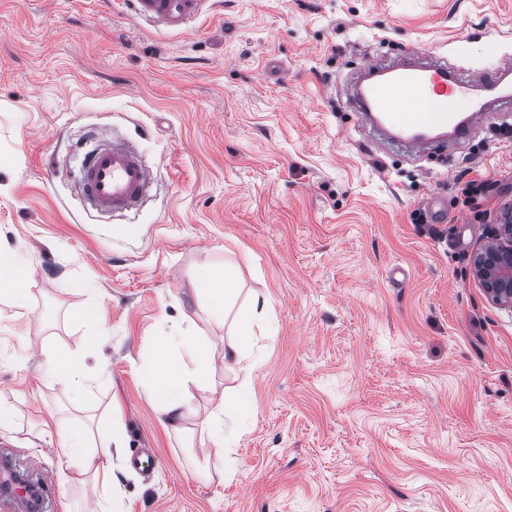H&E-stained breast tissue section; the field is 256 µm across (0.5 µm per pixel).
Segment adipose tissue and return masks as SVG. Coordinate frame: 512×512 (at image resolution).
Wrapping results in <instances>:
<instances>
[{
  "mask_svg": "<svg viewBox=\"0 0 512 512\" xmlns=\"http://www.w3.org/2000/svg\"><path fill=\"white\" fill-rule=\"evenodd\" d=\"M238 281L237 268L228 266L208 274L203 282L205 301L202 313L208 319L232 324V337L222 356H215L212 348L196 337L179 336L165 340L157 348L154 358L139 369L150 402L170 427H179L189 416V386L205 379L215 360H222L225 369L246 373L253 372L260 365V359L254 352V328L268 322L269 302L266 297L252 294L246 316L231 317L230 311L239 295ZM181 353L190 357L191 366L175 363V355ZM249 397V386L241 385L232 398L219 400L206 421L207 436L218 451L228 452L247 431L246 403ZM41 432L47 437L57 438L67 456L66 471L61 475L65 481L74 474L82 475L111 466L113 452L121 451L127 439L126 428L119 422L113 423L110 435L97 450L92 449L91 435L83 428L68 427L53 419L43 422Z\"/></svg>",
  "mask_w": 512,
  "mask_h": 512,
  "instance_id": "adipose-tissue-1",
  "label": "adipose tissue"
}]
</instances>
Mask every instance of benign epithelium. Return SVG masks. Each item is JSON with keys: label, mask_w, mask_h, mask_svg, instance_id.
Wrapping results in <instances>:
<instances>
[{"label": "benign epithelium", "mask_w": 512, "mask_h": 512, "mask_svg": "<svg viewBox=\"0 0 512 512\" xmlns=\"http://www.w3.org/2000/svg\"><path fill=\"white\" fill-rule=\"evenodd\" d=\"M473 276L494 304L512 310V210L501 213L471 259Z\"/></svg>", "instance_id": "benign-epithelium-1"}]
</instances>
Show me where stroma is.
Instances as JSON below:
<instances>
[{
  "instance_id": "stroma-1",
  "label": "stroma",
  "mask_w": 512,
  "mask_h": 512,
  "mask_svg": "<svg viewBox=\"0 0 512 512\" xmlns=\"http://www.w3.org/2000/svg\"><path fill=\"white\" fill-rule=\"evenodd\" d=\"M408 51L512 59V0H199L178 26L135 0H0V249L33 269L28 307L0 295V448L54 478L47 512H90L103 479L58 482L39 423L115 404L126 455H155L121 476L124 512H512V311L470 269L512 205V116L441 154L378 148L350 87ZM93 131L150 168L138 211L86 206ZM462 174L486 185L469 205ZM227 263L272 305L264 360L215 363L174 432L137 368L171 336L223 349L200 285ZM65 351L98 388L44 377ZM243 383L228 479L202 423Z\"/></svg>"
}]
</instances>
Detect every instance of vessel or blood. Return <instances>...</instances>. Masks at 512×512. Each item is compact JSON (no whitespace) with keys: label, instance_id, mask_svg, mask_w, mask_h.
Returning <instances> with one entry per match:
<instances>
[{"label":"vessel or blood","instance_id":"1","mask_svg":"<svg viewBox=\"0 0 512 512\" xmlns=\"http://www.w3.org/2000/svg\"><path fill=\"white\" fill-rule=\"evenodd\" d=\"M139 14L181 23L198 0H136ZM368 85L356 86L352 109L380 131L384 140L418 151L446 149L466 140L485 112L512 110V65L464 72L442 59L384 67L367 62ZM81 190L104 212L136 208L152 188V173L138 151L115 139L84 156Z\"/></svg>","mask_w":512,"mask_h":512}]
</instances>
